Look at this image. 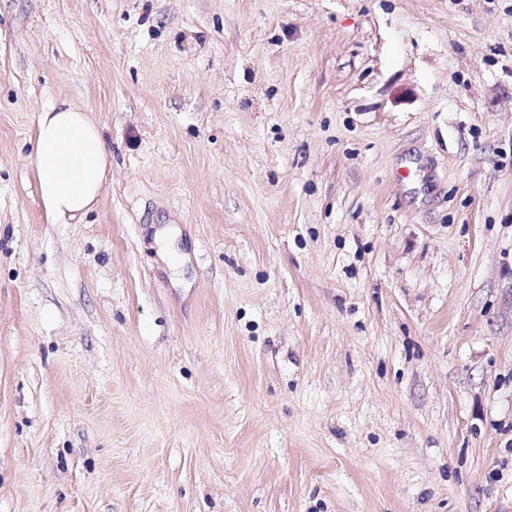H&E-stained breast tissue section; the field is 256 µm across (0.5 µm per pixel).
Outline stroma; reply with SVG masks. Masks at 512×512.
<instances>
[{
    "label": "stroma",
    "mask_w": 512,
    "mask_h": 512,
    "mask_svg": "<svg viewBox=\"0 0 512 512\" xmlns=\"http://www.w3.org/2000/svg\"><path fill=\"white\" fill-rule=\"evenodd\" d=\"M0 512H512V0H0ZM31 157L51 223L71 224L99 203L112 152L91 112L67 100L38 112Z\"/></svg>",
    "instance_id": "1"
}]
</instances>
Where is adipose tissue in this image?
Segmentation results:
<instances>
[{"instance_id": "ef3b65f1", "label": "adipose tissue", "mask_w": 512, "mask_h": 512, "mask_svg": "<svg viewBox=\"0 0 512 512\" xmlns=\"http://www.w3.org/2000/svg\"><path fill=\"white\" fill-rule=\"evenodd\" d=\"M32 165L48 218L68 224L99 203L112 152L91 112L64 100L36 116Z\"/></svg>"}]
</instances>
